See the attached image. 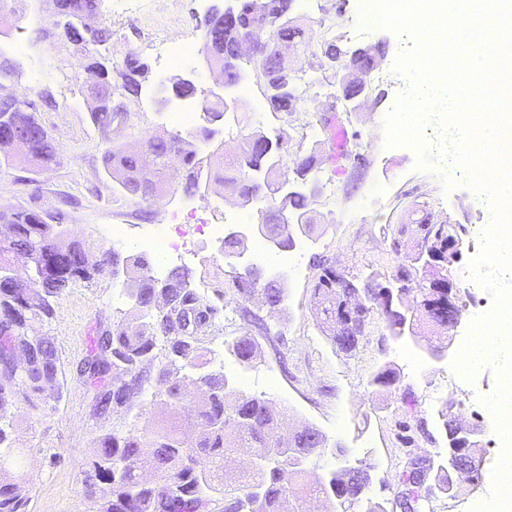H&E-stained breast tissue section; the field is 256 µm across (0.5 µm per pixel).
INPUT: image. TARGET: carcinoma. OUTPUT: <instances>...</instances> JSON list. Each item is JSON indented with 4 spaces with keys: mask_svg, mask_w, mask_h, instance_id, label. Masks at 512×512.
Returning <instances> with one entry per match:
<instances>
[{
    "mask_svg": "<svg viewBox=\"0 0 512 512\" xmlns=\"http://www.w3.org/2000/svg\"><path fill=\"white\" fill-rule=\"evenodd\" d=\"M69 15L80 19L91 31V40L101 46L109 44L110 29L98 20L99 0H61ZM252 19L243 12L234 21L223 19L204 23V46L210 65L240 83L242 70L227 69L228 48L236 39L248 34ZM292 40L306 57L324 55L335 48L311 47L305 29L294 24L278 33ZM147 66L132 52L125 55L124 68L119 71L128 97L138 96ZM278 77L288 83L293 97L281 102H269L274 112H292L299 100L295 83L297 69L286 62L276 63ZM113 95L112 82L104 78L86 87L91 101L93 121L104 130L113 123H122L120 107L107 106ZM34 101L27 93L0 96V135L9 137L19 128L26 134L25 152L17 154L0 141V170L23 165L32 173H42L59 163L60 153L49 130L35 116ZM151 163L143 168L139 158L129 148L118 144L106 152V171L117 191L149 202L170 185L169 171L179 158L194 178L184 191L195 193L199 184L204 190L216 185L223 191L253 195L267 203L259 213L276 207V186L280 184V169L284 155L279 145L269 146L261 133L252 134L241 151L229 160L220 161L218 170L212 162L197 157L192 143L177 132H159L147 140ZM0 224L9 226L11 247L0 246V512H28L27 480L15 464L21 451L8 445L7 412L13 405L15 389L32 393L55 390L60 372L56 348L50 340L35 330V325L54 316V299L77 281L89 282L101 274L105 264L123 266L131 301L127 314L112 331L96 340L95 354L87 363L89 378L99 388L96 402L101 414L135 405L146 407V387L154 388L152 397L169 405L167 418L139 432L119 426L97 436L92 471L85 478L90 495L102 485L109 495L101 498L99 512H285V504H303L311 497H325L334 512H360L364 494L372 482L371 468L354 466L333 470L326 476L310 479L305 462L325 454L334 455L339 443H330L305 425L290 430L286 412H277L271 403L256 395L234 393L224 375V365L211 356L203 339L216 327L220 310L189 288L193 272L186 266L171 269L165 277V287L158 286L150 275L149 262L142 256L119 259L102 254L96 267L85 263L88 249L79 239L69 241L66 252L57 251L59 225L50 214L15 208L0 211ZM399 237L409 236L416 249L404 257L397 267L402 273L406 265L429 254L437 263L448 264V225L430 223V214L422 211L414 224H399ZM30 251L40 253L39 266L28 280L12 279V268L20 255ZM400 302L389 303L383 289L371 285L366 289L365 314L378 315L389 336L401 339V330L414 324L413 338L421 340L420 329L438 339L427 341L425 349L434 351L448 341V289L424 288L400 278ZM236 292L242 300L240 316L244 322L263 330L267 326L252 312L246 302L257 295L269 313L285 307L286 289L269 280H260L246 268L238 277ZM353 289L336 287V269L321 268L314 284L315 313L326 339L340 351L350 355L360 346L363 337L354 335L352 328L343 326L336 332V318L351 313L349 304ZM237 362L249 367L259 356L258 343L251 332L227 343ZM16 350L37 355L40 364L20 378L9 365L8 357ZM157 364L154 375L143 373L144 366ZM124 374L129 380L120 384L110 378ZM400 375L387 363L375 368L368 386L380 393L397 387ZM186 412L197 430L191 441L181 437L173 418ZM151 451H144L145 447ZM249 448L252 466L230 476L228 459L239 449ZM444 455H438L434 468V487L448 493L459 482L471 481L470 475L450 474L442 468ZM426 467L412 459L398 471L401 488L395 506L402 512H419L428 500L423 489Z\"/></svg>",
    "mask_w": 512,
    "mask_h": 512,
    "instance_id": "1",
    "label": "carcinoma"
}]
</instances>
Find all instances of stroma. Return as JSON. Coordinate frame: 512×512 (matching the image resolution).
<instances>
[{
	"instance_id": "obj_1",
	"label": "stroma",
	"mask_w": 512,
	"mask_h": 512,
	"mask_svg": "<svg viewBox=\"0 0 512 512\" xmlns=\"http://www.w3.org/2000/svg\"><path fill=\"white\" fill-rule=\"evenodd\" d=\"M208 7V0H169L162 12L150 4L139 13L101 12V21L112 32L109 67L121 68L131 51L149 68L127 122L102 131L93 125L82 93L94 80L89 65L98 56L97 46L79 44L55 26L53 0H11L0 16V56L15 62L16 73L0 82V91L30 90L38 118L51 132L61 160L37 175L20 168L1 171L0 210L22 206L60 213L66 227L92 251L123 258L138 254L141 237L164 228L175 202L188 213L207 201L210 223L228 229L238 214L247 223H258L257 204L242 205L228 193H185L178 176L171 178L162 197L142 204L114 195L105 173L104 156L112 145L138 147L156 132L176 130L170 108L156 102L157 83L174 70L155 46L164 40L202 42ZM293 15L313 43H332L345 52L378 49L380 68L395 69L399 53L418 45L413 36L383 27L362 38L347 36L348 28L360 24L361 0H296ZM318 63L315 57L296 60V67L313 69L316 82L301 87L294 112L277 115L268 110L254 63L244 64V80L235 92L236 118L226 119L214 140L197 147L204 159L214 153L229 157L239 152L244 135L258 130L280 139L289 159L315 155L312 177L336 186L335 197L320 196L309 207L311 229L294 234L292 254L298 268L282 275L287 308L268 317L273 335L261 338L260 359L250 368L240 367L224 352L221 328L207 336L204 345L222 353L224 372L236 390L263 396L276 410L287 412L289 427L315 425L346 446L351 462L373 466L375 479L368 496L386 506L398 496L394 475L409 458L432 460L445 448L436 412L451 406L465 425L478 432L480 473L476 481L461 483L453 495L431 496L420 512H474L477 502L490 498L501 453L489 407L469 405V385L452 380V357L436 359L412 339H392L379 317H372L356 352L335 350L315 317L313 286L320 270L313 259L332 257L349 277L372 271L391 277L413 246L409 238H397L396 227L424 209L433 223L463 225L462 255L452 266L457 272L473 256L475 216H491V201L474 186L472 169L454 158L451 147L456 136L443 122L440 103L431 104L415 142L388 144L386 118L409 92L412 75L397 71L394 81L373 84L358 111L339 112L335 105L340 78ZM329 112L343 127L344 148L349 152L337 161L331 158V132L322 126ZM189 267L198 295L221 302L223 316L234 319L238 303L233 294L241 264L222 261L214 245L203 241ZM54 307L53 319L40 325L39 331L58 351L59 391L17 393L10 443L23 451L29 512H96L84 482L95 437L115 425L148 428L163 416L164 406L155 404L138 417L123 410L99 414L95 390L81 371L94 339L111 331L130 307L119 278L104 274L89 283L76 282ZM384 361L397 367L400 383L376 397L369 394L367 382Z\"/></svg>"
}]
</instances>
